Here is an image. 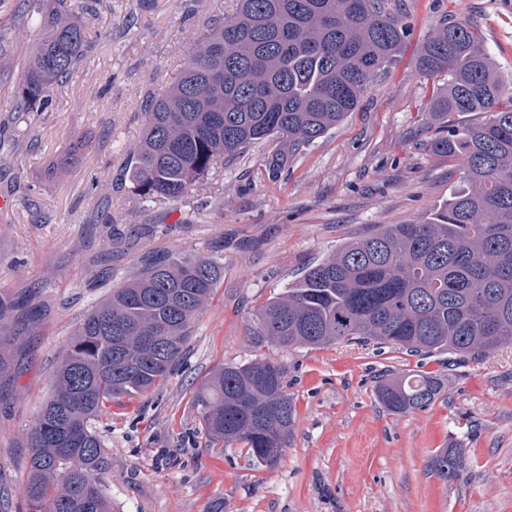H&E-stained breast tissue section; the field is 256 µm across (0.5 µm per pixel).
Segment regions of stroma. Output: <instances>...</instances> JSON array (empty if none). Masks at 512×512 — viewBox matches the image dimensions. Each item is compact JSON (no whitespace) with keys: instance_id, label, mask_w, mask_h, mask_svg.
I'll return each instance as SVG.
<instances>
[{"instance_id":"35a3bbf8","label":"stroma","mask_w":512,"mask_h":512,"mask_svg":"<svg viewBox=\"0 0 512 512\" xmlns=\"http://www.w3.org/2000/svg\"><path fill=\"white\" fill-rule=\"evenodd\" d=\"M82 22L94 54L57 87L33 146L0 150V313L10 370L0 376V493L23 499L24 433L52 387L80 318L151 255H216L224 278L195 317L186 363L152 392L112 404L103 430L104 476L114 512H512V344L475 360L419 356L361 340L281 351L255 345L253 309L344 242L385 224H410L463 185L456 163L432 153L447 133L431 107L448 80L423 78L417 59L441 19L479 30L505 79H512V0H399L410 25L397 64L377 76L358 109L293 158L279 178L264 140L218 165L206 185L175 202L147 203L125 186L112 199L122 240L112 272L98 280L108 229L98 201L125 168L144 123L141 103L173 82L191 34L231 0H107ZM31 42L0 59V138L25 130L11 114ZM81 143L75 162L53 161ZM38 315H31V308ZM272 357L288 371L297 410L291 442L272 469L244 449L198 447L192 396L226 363ZM392 371L431 372L444 383L428 409L395 414L375 386ZM441 448L463 449L464 474L442 480L429 468Z\"/></svg>"}]
</instances>
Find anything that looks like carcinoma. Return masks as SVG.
Returning <instances> with one entry per match:
<instances>
[{"label":"carcinoma","instance_id":"carcinoma-1","mask_svg":"<svg viewBox=\"0 0 512 512\" xmlns=\"http://www.w3.org/2000/svg\"><path fill=\"white\" fill-rule=\"evenodd\" d=\"M18 11L37 22L40 38L12 109L46 112L95 39L67 0H18ZM408 29L388 0H237L233 17L211 19L193 38L166 93L145 101L142 138L115 189L128 181L151 202L176 201L220 160L264 139L280 143L266 160L277 177L359 107ZM23 31L29 27H0V57ZM417 68L448 77L435 112L473 116L430 143L460 161L463 188L425 218L383 225L307 267L254 309L249 333L258 345L313 350L347 338L476 359L512 343V86L478 30L451 19L423 42ZM223 274L213 256L151 259L79 321L24 433L32 454L19 512H112L102 479L110 457L97 425L112 420L113 400L151 391L184 363L193 317ZM286 377L274 358L216 369L192 399L204 447L240 444L252 463L275 467L296 415ZM442 390L435 374L392 372L376 395L388 410L408 413ZM466 466L453 448L431 458L444 479Z\"/></svg>","mask_w":512,"mask_h":512}]
</instances>
